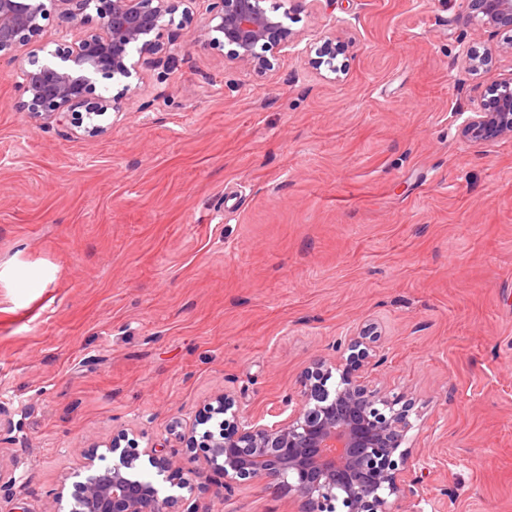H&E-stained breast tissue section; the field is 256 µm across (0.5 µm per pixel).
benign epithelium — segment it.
Segmentation results:
<instances>
[{
  "label": "benign epithelium",
  "instance_id": "benign-epithelium-1",
  "mask_svg": "<svg viewBox=\"0 0 512 512\" xmlns=\"http://www.w3.org/2000/svg\"><path fill=\"white\" fill-rule=\"evenodd\" d=\"M195 0H0V63L15 65V87L23 110L70 125L89 136L105 131L98 123L123 111L122 97L106 96V82L130 78L140 61L195 22ZM202 31L205 43L233 46L231 60L254 70L272 66L282 50L299 40L285 23L288 11L267 0H208ZM470 21L512 31V0H463ZM80 36L60 39L46 50L48 25ZM46 52L42 58L39 53ZM471 142L512 136V74L473 107L460 130ZM381 333L367 324L336 342V356L313 363L300 381L297 407L269 426L239 419L224 394L209 407L221 417L218 432L183 435L187 453L157 444L138 450L109 446L119 463L94 467L97 449L87 453L88 474L72 485L71 508L62 510L63 489L52 493V512H203L191 498L163 496L138 467L140 457L171 485L191 487L186 474L224 477L213 496L227 498L239 486L260 481L287 493L297 512H392L398 500H412L418 481L407 474L405 447L414 402L404 394L370 386L358 365L370 356ZM231 418H225V415Z\"/></svg>",
  "mask_w": 512,
  "mask_h": 512
}]
</instances>
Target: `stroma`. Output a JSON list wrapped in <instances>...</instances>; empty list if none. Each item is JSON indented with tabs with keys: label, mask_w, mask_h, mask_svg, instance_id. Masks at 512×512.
<instances>
[{
	"label": "stroma",
	"mask_w": 512,
	"mask_h": 512,
	"mask_svg": "<svg viewBox=\"0 0 512 512\" xmlns=\"http://www.w3.org/2000/svg\"><path fill=\"white\" fill-rule=\"evenodd\" d=\"M193 8L94 138L22 110L0 64V270L40 277L0 280V512H49L92 447L185 454L221 392L286 419L369 322L361 376L418 415L421 494L395 512H512V137L460 136L512 34L459 0H291L302 41L257 72L202 47ZM220 480L193 481L208 512H294L263 483L215 499Z\"/></svg>",
	"instance_id": "obj_1"
}]
</instances>
